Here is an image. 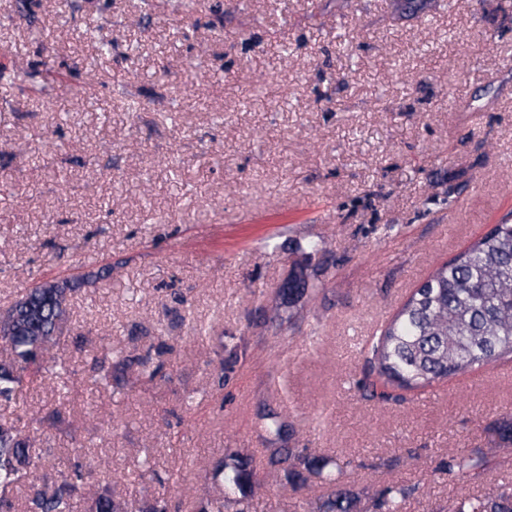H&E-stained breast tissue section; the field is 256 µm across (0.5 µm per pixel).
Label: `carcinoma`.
<instances>
[{"mask_svg": "<svg viewBox=\"0 0 512 512\" xmlns=\"http://www.w3.org/2000/svg\"><path fill=\"white\" fill-rule=\"evenodd\" d=\"M49 280L33 285L5 312L0 313V336L10 346V356L0 361V400L16 399L24 388L44 381L62 360L51 354L68 320L69 300L76 288L88 281ZM317 293L303 285L288 288L280 305ZM369 373L402 389L427 387L475 367L512 357V224L502 223L437 268L385 324L365 349ZM495 444L512 449V419L492 426ZM40 428L24 434L10 420L0 418V512H14L8 493L29 483L26 512H72L74 486L68 482L49 486L38 475L40 456L34 450ZM331 459L313 455L306 448H272L268 463L284 472L293 489L306 485L308 475L323 474ZM486 464V456L460 454L448 460V473L467 476ZM216 474L242 497L252 494L260 482L250 458L234 453ZM405 487H387L378 509L395 512L408 497ZM360 498L343 489L308 503L309 512H362ZM85 512H168L165 501L137 508L117 501L105 489L87 501ZM448 512H512V493L485 486L454 500Z\"/></svg>", "mask_w": 512, "mask_h": 512, "instance_id": "1", "label": "carcinoma"}]
</instances>
